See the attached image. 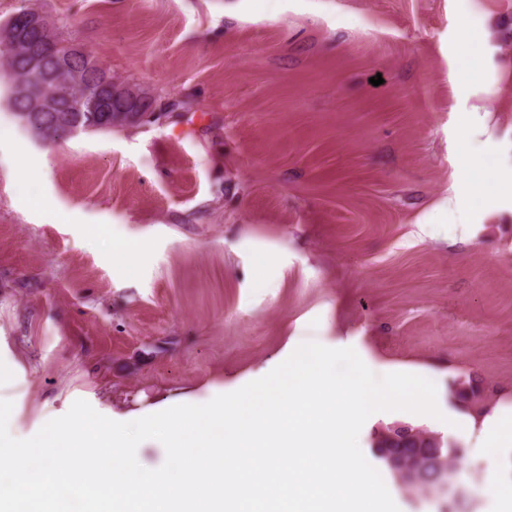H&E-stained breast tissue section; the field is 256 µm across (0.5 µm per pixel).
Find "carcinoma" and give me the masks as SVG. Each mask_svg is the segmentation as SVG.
<instances>
[{"label":"carcinoma","mask_w":512,"mask_h":512,"mask_svg":"<svg viewBox=\"0 0 512 512\" xmlns=\"http://www.w3.org/2000/svg\"><path fill=\"white\" fill-rule=\"evenodd\" d=\"M23 11L45 20L47 30L40 34L25 25L20 27L13 41L17 65L10 79L28 85L37 97L52 98L56 104L54 111L45 113L40 125L33 127L36 137L50 141L66 140L72 137V128L77 124L96 130H110L137 122L142 110L153 107L154 99L150 95L138 97L131 94L125 85L112 81V72H104L98 78L92 76L91 72L99 70V63L91 53L74 56L70 69L62 74V79L70 83L69 97L53 98V84L30 81V73L25 68L27 57L35 54L45 65L53 67L60 55L71 52L72 41L63 38L58 27L38 10L26 6ZM483 395L484 387L474 379L462 382L452 391V397L464 410L480 404ZM394 480L404 490L429 495L443 480V474L431 468L417 482L398 476Z\"/></svg>","instance_id":"obj_1"}]
</instances>
